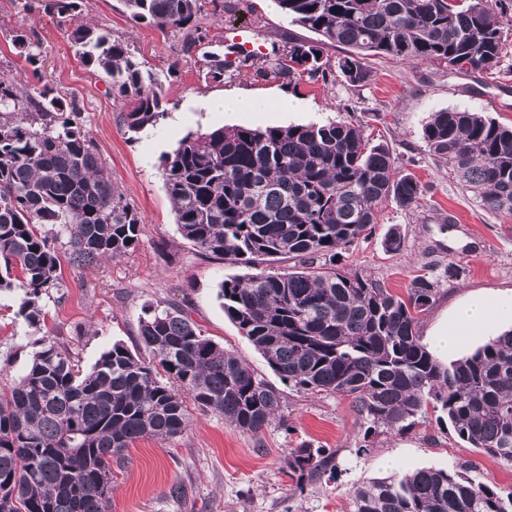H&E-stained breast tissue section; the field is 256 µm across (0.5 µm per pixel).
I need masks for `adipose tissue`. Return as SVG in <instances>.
<instances>
[{
    "label": "adipose tissue",
    "instance_id": "obj_1",
    "mask_svg": "<svg viewBox=\"0 0 512 512\" xmlns=\"http://www.w3.org/2000/svg\"><path fill=\"white\" fill-rule=\"evenodd\" d=\"M509 316H512V293L497 297L474 294L453 308L449 321L430 329L428 341L438 359L444 362L449 352L465 339L487 333Z\"/></svg>",
    "mask_w": 512,
    "mask_h": 512
}]
</instances>
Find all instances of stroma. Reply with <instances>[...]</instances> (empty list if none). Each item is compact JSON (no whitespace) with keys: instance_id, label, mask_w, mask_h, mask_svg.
Wrapping results in <instances>:
<instances>
[{"instance_id":"35a3bbf8","label":"stroma","mask_w":512,"mask_h":512,"mask_svg":"<svg viewBox=\"0 0 512 512\" xmlns=\"http://www.w3.org/2000/svg\"><path fill=\"white\" fill-rule=\"evenodd\" d=\"M24 0H0V63L11 65L23 85H49L81 107L84 126L142 218L133 250L114 260L84 267L62 262V295L42 297L40 322L32 326L19 313L22 294L0 293V389H8L51 338L69 344L83 368H90L112 342L122 341L145 361L152 354L138 343V323L147 302L163 300L184 312L206 335L231 350L282 393V419L259 433L241 431L223 416L190 409L185 432L167 440L136 441L123 468L115 469L109 492L112 512H351L353 491L390 477L383 458L401 455L402 471L472 467L480 481L512 491V462L489 456L462 442L451 427L428 412L415 427L366 433L349 398L307 394L281 382L263 356L225 316L216 297L223 279L251 274V267L201 252L184 240L173 204L158 168L188 132L223 125L212 111L211 96L227 90L254 92L269 99L300 98L303 112L287 116L275 108L239 113L238 125L252 128L347 122L374 144L392 151L402 173L414 176L425 192L418 207L384 203L372 235L340 252L339 266L361 273L406 296L415 276L440 274L433 305L418 316L425 334L459 299L469 293L512 290V216L480 206L451 168L438 165L424 138L433 112L470 110L512 127V45L492 72H459L442 64H411L382 55L363 61L367 76L352 85L344 78L328 82L300 80L286 85L274 77L228 75L205 80L195 58L183 55L173 34L132 22L120 0H87L82 18L111 28L128 40L136 54L166 72L162 98L166 115L156 127L129 136L119 121L111 87L75 57L65 29L42 8L24 11ZM213 44L227 31L243 32L253 46L268 34L289 31L308 37L274 0H248L243 13H216L205 5L199 16ZM34 28L40 41V71L15 54L10 33ZM402 237L389 252L391 230ZM459 274L442 277L448 263ZM335 450L334 470L320 480L299 484L288 468L290 452L301 445Z\"/></svg>"}]
</instances>
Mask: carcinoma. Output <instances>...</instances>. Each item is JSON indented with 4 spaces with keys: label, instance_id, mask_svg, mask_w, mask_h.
<instances>
[{
    "label": "carcinoma",
    "instance_id": "obj_1",
    "mask_svg": "<svg viewBox=\"0 0 512 512\" xmlns=\"http://www.w3.org/2000/svg\"><path fill=\"white\" fill-rule=\"evenodd\" d=\"M67 25L79 61L108 79L119 120L137 134L166 110L156 69L105 26L80 21L86 0H46ZM131 21L180 36L201 54L205 78L224 81L229 62L209 49L198 22L203 0H121ZM291 22L316 34L282 35L258 62L235 50V72L365 78L383 55L413 64L490 71L504 49L501 19L512 0H276ZM33 28L13 30L16 55L38 70ZM327 47L340 48L336 62ZM439 163L451 167L488 210L512 216V128L468 110H441L424 126ZM181 237L200 251L256 269L227 278L224 314L289 386L351 398L365 432L405 430L439 411L472 448L512 462V329L470 354L439 362L417 334L438 280L417 276L407 298L336 268L338 251L374 228L388 200L418 205L424 187L402 174L388 147L344 123L264 129L219 126L186 134L160 157ZM141 219L112 181L83 126L81 109L48 86L29 89L0 69V292L21 289L20 314L40 320L42 296L61 291V254L83 266L126 254ZM279 257L288 272L260 265ZM138 341L147 363L116 341L87 371L63 343L43 341L23 375L0 394V512H110L112 466L144 437L188 426L186 399L258 433L279 416L281 393L172 306L146 305ZM167 381L157 379V369ZM335 452L302 445L288 468L318 480ZM353 512H512V492L457 470L421 468L359 487Z\"/></svg>",
    "mask_w": 512,
    "mask_h": 512
}]
</instances>
